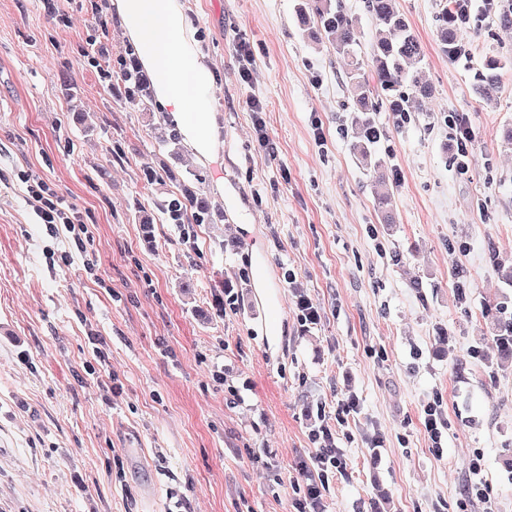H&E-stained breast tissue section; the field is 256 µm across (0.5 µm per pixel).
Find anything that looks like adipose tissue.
Listing matches in <instances>:
<instances>
[{
	"instance_id": "adipose-tissue-1",
	"label": "adipose tissue",
	"mask_w": 512,
	"mask_h": 512,
	"mask_svg": "<svg viewBox=\"0 0 512 512\" xmlns=\"http://www.w3.org/2000/svg\"><path fill=\"white\" fill-rule=\"evenodd\" d=\"M114 5L124 35L152 78L157 103L193 155L223 166L211 112L213 73L195 56L179 0H114Z\"/></svg>"
}]
</instances>
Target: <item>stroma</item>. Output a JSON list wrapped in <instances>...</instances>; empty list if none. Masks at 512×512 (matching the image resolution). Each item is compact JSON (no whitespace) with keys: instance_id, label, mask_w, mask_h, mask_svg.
<instances>
[{"instance_id":"35a3bbf8","label":"stroma","mask_w":512,"mask_h":512,"mask_svg":"<svg viewBox=\"0 0 512 512\" xmlns=\"http://www.w3.org/2000/svg\"><path fill=\"white\" fill-rule=\"evenodd\" d=\"M299 2L180 0L214 72L217 168L165 138L153 88L134 101L101 81L139 63L114 6L0 0V512H295L318 410L351 396L326 512H512V358L496 344L512 283L494 269L512 267V67L494 102L475 92L486 53L512 58V31L472 16V54L451 59L440 0H396L433 94L408 123L374 115L373 153L399 175L385 224L353 151L346 64L304 35ZM453 112L476 135L464 173ZM146 169L161 175L149 187ZM25 174L77 206L86 258L53 261L75 245L36 224ZM189 192L211 223L165 221L164 200ZM424 426L425 430L434 444L433 447H439L443 436V430L447 428V422L440 412H437L436 408L429 407L424 410Z\"/></svg>"}]
</instances>
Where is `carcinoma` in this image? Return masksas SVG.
I'll list each match as a JSON object with an SVG mask.
<instances>
[{"label":"carcinoma","mask_w":512,"mask_h":512,"mask_svg":"<svg viewBox=\"0 0 512 512\" xmlns=\"http://www.w3.org/2000/svg\"><path fill=\"white\" fill-rule=\"evenodd\" d=\"M298 11L305 19L315 20L312 35L316 40L329 44L337 55L347 59L345 81L354 100L352 122L360 130L353 149L365 163L379 170L381 161L372 159L371 147L380 129L372 119V113L384 105L395 114L407 112L409 108L404 105L405 100L415 104L432 93L431 86L417 69L423 58L422 44L405 15L397 9L395 0H365L366 14L373 23L372 70L367 72L358 58L359 17L348 12L343 0H304ZM460 28L455 5L445 0L437 17L436 42L450 57L459 44ZM507 63L506 58L497 54L485 58L476 86L480 97L488 98L496 91L499 71ZM106 77L127 84L132 99L139 98L144 91V84L123 61L118 62V68L108 72ZM404 87L409 90L405 95L400 92ZM374 196L380 212L388 213L393 188L381 176L374 181ZM163 211L169 224H208L211 221L207 201L193 194L168 199Z\"/></svg>","instance_id":"1"}]
</instances>
